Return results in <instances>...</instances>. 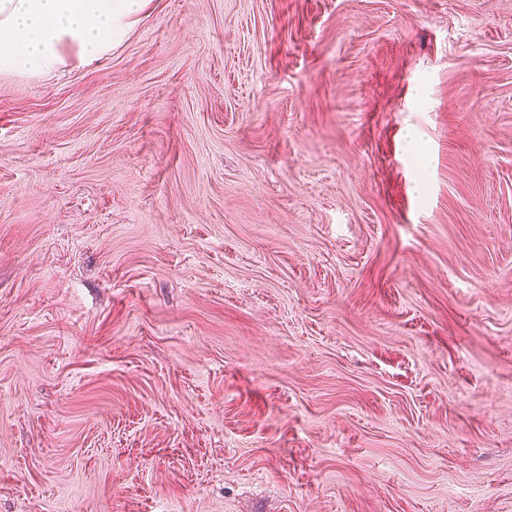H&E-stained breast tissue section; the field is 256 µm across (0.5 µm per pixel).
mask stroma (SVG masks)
Segmentation results:
<instances>
[{"label": "stroma", "instance_id": "35a3bbf8", "mask_svg": "<svg viewBox=\"0 0 512 512\" xmlns=\"http://www.w3.org/2000/svg\"><path fill=\"white\" fill-rule=\"evenodd\" d=\"M0 512H512V0L0 74Z\"/></svg>", "mask_w": 512, "mask_h": 512}]
</instances>
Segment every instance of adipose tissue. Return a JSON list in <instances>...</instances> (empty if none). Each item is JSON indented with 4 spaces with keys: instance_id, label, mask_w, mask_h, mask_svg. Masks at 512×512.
<instances>
[{
    "instance_id": "obj_1",
    "label": "adipose tissue",
    "mask_w": 512,
    "mask_h": 512,
    "mask_svg": "<svg viewBox=\"0 0 512 512\" xmlns=\"http://www.w3.org/2000/svg\"><path fill=\"white\" fill-rule=\"evenodd\" d=\"M150 0H0V73L42 78L106 57Z\"/></svg>"
}]
</instances>
